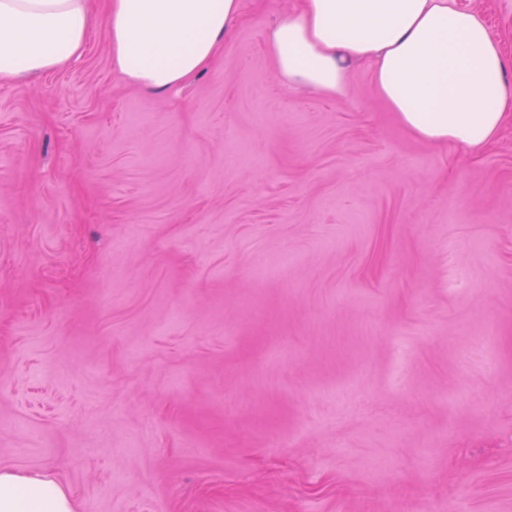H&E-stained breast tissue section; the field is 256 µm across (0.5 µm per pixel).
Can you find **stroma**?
Returning a JSON list of instances; mask_svg holds the SVG:
<instances>
[{"label":"stroma","mask_w":512,"mask_h":512,"mask_svg":"<svg viewBox=\"0 0 512 512\" xmlns=\"http://www.w3.org/2000/svg\"><path fill=\"white\" fill-rule=\"evenodd\" d=\"M480 11L512 56V0ZM243 0L170 95L0 80V468L79 512H512V123L288 90Z\"/></svg>","instance_id":"obj_1"}]
</instances>
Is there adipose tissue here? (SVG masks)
<instances>
[{"label":"adipose tissue","mask_w":512,"mask_h":512,"mask_svg":"<svg viewBox=\"0 0 512 512\" xmlns=\"http://www.w3.org/2000/svg\"><path fill=\"white\" fill-rule=\"evenodd\" d=\"M242 0H107L113 73L165 93L204 71L242 16ZM91 0H0V79L62 70L85 54ZM277 80L345 95L362 64L402 126L476 150L512 119V70L483 16L456 0H301L267 31ZM0 512H76L43 472L0 468Z\"/></svg>","instance_id":"ef3b65f1"}]
</instances>
